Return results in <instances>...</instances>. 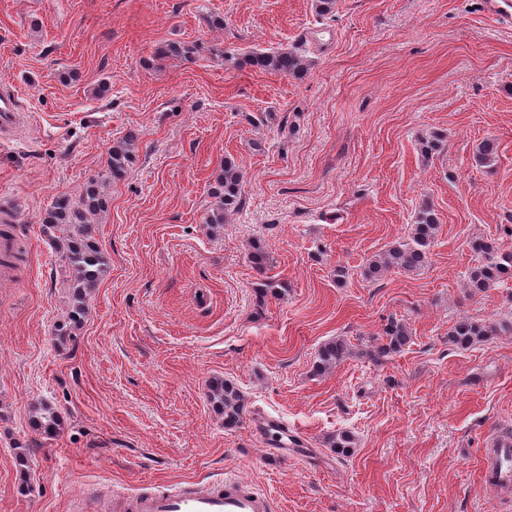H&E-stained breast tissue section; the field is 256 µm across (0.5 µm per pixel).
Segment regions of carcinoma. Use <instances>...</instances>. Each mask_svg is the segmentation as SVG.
Here are the masks:
<instances>
[{
	"instance_id": "carcinoma-1",
	"label": "carcinoma",
	"mask_w": 512,
	"mask_h": 512,
	"mask_svg": "<svg viewBox=\"0 0 512 512\" xmlns=\"http://www.w3.org/2000/svg\"><path fill=\"white\" fill-rule=\"evenodd\" d=\"M204 47L197 43L172 42L158 50L153 62L169 57L192 59ZM245 63L257 70L280 76L301 78L305 73L304 59L293 51L278 48L272 51H256L249 54ZM136 136L125 135L112 144L108 151L106 169L88 179L79 198L72 201L60 198L47 210L43 224L50 229V240L59 253L64 266L72 272L70 280V305L66 315L54 326V335L59 339L71 338L81 329L87 314V295L105 271L106 260L97 240L96 225L92 217L105 211L108 205L105 188L112 181L123 177L134 156ZM498 155V146L493 141L482 142L476 150V159L484 165L491 164ZM242 168L233 157L224 156V164L209 190L210 209L205 223L211 228L224 224V217L241 209ZM439 229V218L435 209L424 205L415 214L409 236L388 246L365 265L362 275L375 279L381 270L395 268L404 273L418 270L428 260L431 244ZM472 251L477 254L476 265L471 267L469 288L475 293H485L501 282L512 278V251L500 250L492 244L474 242ZM248 259L259 275L256 282L257 305L261 306L269 296L280 297L285 288L279 281L268 276L271 259L268 251L259 242L250 245ZM497 329L492 324H480L468 318L456 321L448 330V340L459 349H468ZM411 336L406 325L395 318L387 321L383 328L381 344L373 351L374 359L380 360L404 349ZM348 353V343L341 339L324 343L318 350L314 372L322 374L338 365ZM208 401L220 415L224 416V428L235 429L247 414L246 398L230 380L216 379L211 382ZM29 424L35 434L53 439L62 432L65 419L63 413L51 403L41 400L31 407ZM354 436L349 431H340L332 438L330 447L338 455L346 454L353 447Z\"/></svg>"
}]
</instances>
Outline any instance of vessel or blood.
<instances>
[{"mask_svg": "<svg viewBox=\"0 0 512 512\" xmlns=\"http://www.w3.org/2000/svg\"><path fill=\"white\" fill-rule=\"evenodd\" d=\"M487 14L500 26L512 28V0H484ZM16 89L0 91V133L14 134L20 124ZM483 486L512 484V439H502L481 459ZM126 512H271L273 501L238 477L205 486H180L158 493L127 496Z\"/></svg>", "mask_w": 512, "mask_h": 512, "instance_id": "1", "label": "vessel or blood"}]
</instances>
